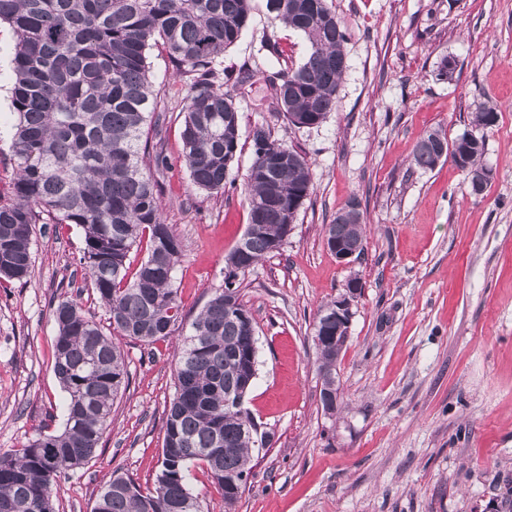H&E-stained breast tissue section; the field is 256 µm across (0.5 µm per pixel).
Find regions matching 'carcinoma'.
Segmentation results:
<instances>
[{
    "instance_id": "carcinoma-1",
    "label": "carcinoma",
    "mask_w": 512,
    "mask_h": 512,
    "mask_svg": "<svg viewBox=\"0 0 512 512\" xmlns=\"http://www.w3.org/2000/svg\"><path fill=\"white\" fill-rule=\"evenodd\" d=\"M266 8L310 44L306 59L290 66L281 63L278 40H264L268 61L278 67L265 77L274 113L298 129L317 127L336 109L347 69L346 29L327 0H266ZM250 12L251 0H0V24L17 36L10 88L15 174L11 196L0 199V281L30 277L36 225L72 224L82 231L79 265L108 314L105 326L85 309L81 286L77 297L53 308L64 424L0 452V506L11 512H56V479L95 456L114 402L129 384L114 336L148 345L180 337L175 392L153 488L144 493L115 476L100 487L92 512H205L188 479L200 462L230 510L241 497L233 490L246 487L253 454L271 441L242 431L231 399L245 385L241 355L257 330L242 282L217 289L184 327L175 281L182 243L163 219L154 176L168 164L160 152L147 163L142 145L161 119L148 64V51L160 45L177 73L190 77L181 128L189 178L201 191L224 193L242 150L240 108L214 62L238 41ZM250 137L248 230L225 256L243 275L281 250L284 224L295 223L313 186L308 160L273 138L269 124L255 125ZM484 150L481 138L463 134L450 142L432 129L415 144L411 165L426 170L450 159L466 173L481 171ZM324 232L329 240L364 246L363 216L347 206ZM143 244L146 255L134 266L131 253ZM332 308L331 300L322 304L315 319L328 339L318 351L327 368L322 397L336 391L343 349ZM238 311L248 321L230 318Z\"/></svg>"
}]
</instances>
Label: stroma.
I'll return each instance as SVG.
<instances>
[{"label":"stroma","mask_w":512,"mask_h":512,"mask_svg":"<svg viewBox=\"0 0 512 512\" xmlns=\"http://www.w3.org/2000/svg\"><path fill=\"white\" fill-rule=\"evenodd\" d=\"M347 30L348 69L336 110L311 129L274 119L265 88L239 94L241 153L221 195L197 190L182 161L180 111L188 78L150 49V78L167 119L158 134L170 165L163 216L184 245L177 286L194 318L224 282V258L245 231L250 132L276 138L312 164L313 189L280 252L246 274L257 321L258 374L244 406L272 436L251 461L234 512H512V0H329ZM272 36L290 63L304 35L252 0L250 23L215 62L265 67ZM16 35L0 25V196L11 195L9 109ZM455 57L452 78L438 74ZM496 123L476 126L482 107ZM485 142L492 177L479 194L453 162L411 166L431 129ZM367 224L364 252L338 262L322 227L350 201ZM28 281L0 285V451L61 429L64 392L53 372V307L83 282L77 226L40 224ZM363 290L336 372L343 401L320 403L312 342L319 306L350 277ZM129 385L94 458L54 488L59 512H92L112 474L152 487L165 410L174 394L170 342L125 339Z\"/></svg>","instance_id":"obj_1"}]
</instances>
